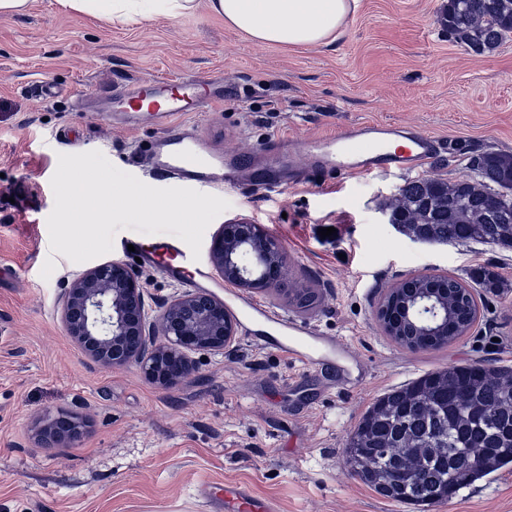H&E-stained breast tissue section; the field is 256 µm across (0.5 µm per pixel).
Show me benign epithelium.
I'll use <instances>...</instances> for the list:
<instances>
[{
	"label": "benign epithelium",
	"mask_w": 512,
	"mask_h": 512,
	"mask_svg": "<svg viewBox=\"0 0 512 512\" xmlns=\"http://www.w3.org/2000/svg\"><path fill=\"white\" fill-rule=\"evenodd\" d=\"M211 263L224 281L247 290L279 288L287 276L283 245L246 220L223 225ZM447 289L425 288L413 299L420 331L412 348L423 350L448 328ZM400 288L384 295L378 318L386 335L399 334L395 304ZM62 320L82 351L104 367L135 365L152 383L171 387L194 370L193 355L221 353L237 335L224 301L207 292H178L154 315L138 277L123 263L107 261L87 269L66 292ZM83 418L75 413L43 417L35 425L39 444L71 448L82 438Z\"/></svg>",
	"instance_id": "benign-epithelium-1"
}]
</instances>
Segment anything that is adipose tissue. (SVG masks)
<instances>
[{
	"label": "adipose tissue",
	"instance_id": "1",
	"mask_svg": "<svg viewBox=\"0 0 512 512\" xmlns=\"http://www.w3.org/2000/svg\"><path fill=\"white\" fill-rule=\"evenodd\" d=\"M60 4L97 16L125 19L177 18L192 11L196 0H59ZM359 0H208L209 9L230 26L261 42L315 46L336 40Z\"/></svg>",
	"mask_w": 512,
	"mask_h": 512
}]
</instances>
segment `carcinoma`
Segmentation results:
<instances>
[{"instance_id":"cac0c4a2","label":"carcinoma","mask_w":512,"mask_h":512,"mask_svg":"<svg viewBox=\"0 0 512 512\" xmlns=\"http://www.w3.org/2000/svg\"><path fill=\"white\" fill-rule=\"evenodd\" d=\"M443 25L472 51H491L512 35V0H448ZM471 167L473 176L454 182L405 181L390 211L406 235L512 247V154L483 153ZM492 190L504 196L498 210L487 196ZM448 287L458 330L435 349L476 320L469 288L453 278ZM345 454L354 475L385 499L428 507L456 496L512 464V370L454 366L388 391L363 415ZM403 456L414 461L417 480L394 481Z\"/></svg>"}]
</instances>
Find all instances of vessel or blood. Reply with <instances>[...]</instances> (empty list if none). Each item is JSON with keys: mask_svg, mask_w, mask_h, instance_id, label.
Segmentation results:
<instances>
[{"mask_svg": "<svg viewBox=\"0 0 512 512\" xmlns=\"http://www.w3.org/2000/svg\"><path fill=\"white\" fill-rule=\"evenodd\" d=\"M221 73L207 76L152 77L113 85L105 92V109L100 113L109 123L137 127L158 125L161 136L137 149L132 161L154 175L194 190L215 189L238 183L245 165L254 168L257 187L272 191L276 181L269 167L279 165L285 152L301 151L312 172L372 174L392 170H416L433 159L441 149L436 137L414 127L392 121H366L341 135H308L296 141L276 138L271 150L247 154L214 151L183 115L209 111L230 96ZM134 249L143 266L159 269L168 280L194 291L220 288L210 270L194 260L190 248L178 238H164L153 244L120 242L119 251ZM246 335L258 346L276 351L288 359L312 365L333 363L342 346L335 337L325 336L293 318L275 313L257 300L230 294ZM225 512H273L272 507L251 497L241 486L224 485Z\"/></svg>", "mask_w": 512, "mask_h": 512, "instance_id": "1", "label": "vessel or blood"}]
</instances>
